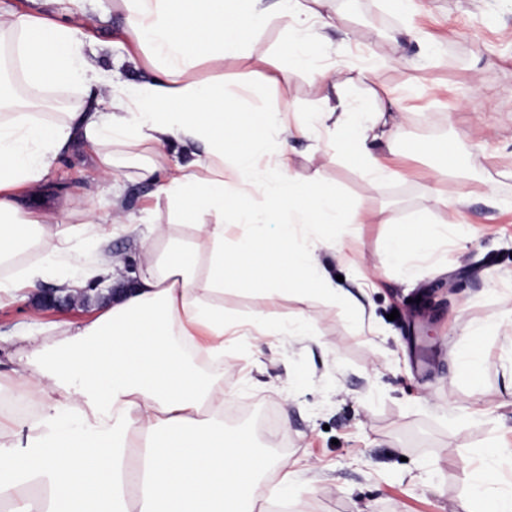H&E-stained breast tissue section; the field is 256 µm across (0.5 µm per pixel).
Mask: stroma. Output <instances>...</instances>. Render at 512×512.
<instances>
[{
  "mask_svg": "<svg viewBox=\"0 0 512 512\" xmlns=\"http://www.w3.org/2000/svg\"><path fill=\"white\" fill-rule=\"evenodd\" d=\"M337 26L322 43L333 65L377 68L373 85L351 89L352 104L370 91L399 100L402 140L377 141L390 175L368 181L362 168L329 138L291 141L293 174L322 176L362 224H340L342 256L320 249L329 276H343L354 303L324 294L269 299L245 287L224 289V310L240 320L258 311L273 323L313 321L316 338L273 334L256 343L247 332L224 339V387L236 414L226 424L251 430L262 447L297 474L275 512H461L470 474L482 453L503 445L493 474L512 488V0H334ZM88 30L97 62L133 87L153 79L134 65L125 19L113 0H88ZM38 13L57 24L75 18L73 0H0V13ZM289 32L272 20L249 45V58L224 65V86L249 104L313 119L328 88L288 66ZM288 68L287 83L266 75ZM416 140L454 146L457 163L412 153ZM452 169L450 179L433 176ZM124 209L137 220L168 223L158 186L141 181L139 161H123ZM462 197L457 224H437L440 192ZM45 197L61 227L81 223L69 201L80 198L100 223L110 224L111 198L96 157L72 141L45 181ZM423 220L438 242L427 257L375 267L385 241ZM427 297L429 309L413 306ZM479 327L477 336L468 326ZM481 350L478 386L456 373L455 354Z\"/></svg>",
  "mask_w": 512,
  "mask_h": 512,
  "instance_id": "stroma-1",
  "label": "stroma"
}]
</instances>
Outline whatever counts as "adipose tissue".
Instances as JSON below:
<instances>
[{
  "mask_svg": "<svg viewBox=\"0 0 512 512\" xmlns=\"http://www.w3.org/2000/svg\"><path fill=\"white\" fill-rule=\"evenodd\" d=\"M136 59L156 72L153 81L128 88L104 75L85 51L86 20L70 26L32 13L0 16L7 41L29 86L16 96L0 78V265H12L34 248L82 268L78 280L58 283L77 296L88 281L121 267L107 249V233L90 234L93 212L69 233L57 231L51 214L32 211L27 199L41 189L71 140L98 159L101 182L120 178L116 157L145 149L162 154L174 142L202 146L203 170L141 165L144 179L162 178L173 224L138 226L123 213L112 221L140 240L139 266L112 297L92 304V318L61 329L55 343L43 329L17 336V357L7 376L18 400L35 410L27 421V447L17 450L15 422L0 420V512H261L283 499L290 481L281 461L260 455L252 438L224 423V336L240 322L224 311V288L248 285L276 297L321 290L343 301L319 267L316 239L307 225L364 222L344 213L323 179L301 183L287 164L290 140L311 138L310 123L281 125L275 111L257 112L225 94L220 82L194 78L208 65L223 73L271 18L290 28L314 21L335 27L331 0H116ZM294 66L330 86L318 119L328 135L379 179L389 171L370 150L398 129L386 119L396 99L375 115L350 122L344 93L354 78L314 62L315 47L291 37ZM78 82L110 99L106 112H63L35 119L44 88ZM279 128V158L262 165L266 132ZM264 201L254 209L253 199ZM243 232L224 246L225 222ZM93 239V250L82 243Z\"/></svg>",
  "mask_w": 512,
  "mask_h": 512,
  "instance_id": "1",
  "label": "adipose tissue"
}]
</instances>
